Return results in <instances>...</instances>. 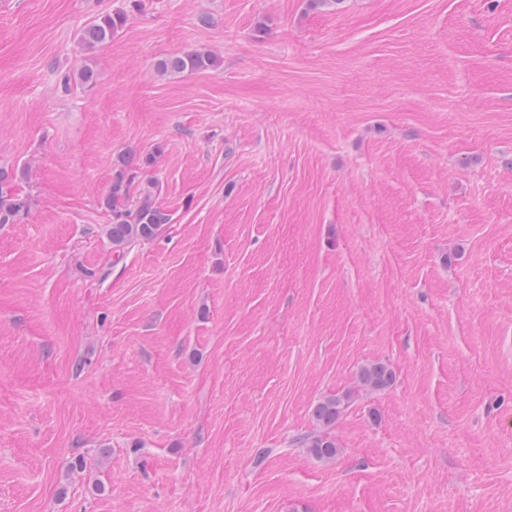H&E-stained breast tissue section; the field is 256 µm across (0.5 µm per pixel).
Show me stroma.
<instances>
[{
	"label": "stroma",
	"mask_w": 512,
	"mask_h": 512,
	"mask_svg": "<svg viewBox=\"0 0 512 512\" xmlns=\"http://www.w3.org/2000/svg\"><path fill=\"white\" fill-rule=\"evenodd\" d=\"M129 5L0 0V512H512V0H139L86 53ZM124 151L170 221L117 254ZM127 21L128 14L121 10L95 17L80 31L79 38L83 47L87 51H94L110 43ZM216 63L215 56L208 50H195L161 58L156 68L162 74H180L207 69ZM12 180L13 175L9 170L0 168V224L13 223L16 217L29 208L28 199L12 191ZM392 380V371L381 362L368 363L357 374L358 386L366 390H383L391 385ZM351 399L352 392L348 391L342 395L326 397L314 406L313 418L317 428L304 435L300 442L317 459L331 461L339 454L340 448L331 429L348 408Z\"/></svg>",
	"instance_id": "35a3bbf8"
}]
</instances>
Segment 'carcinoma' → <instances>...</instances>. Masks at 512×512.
I'll return each mask as SVG.
<instances>
[{"label":"carcinoma","mask_w":512,"mask_h":512,"mask_svg":"<svg viewBox=\"0 0 512 512\" xmlns=\"http://www.w3.org/2000/svg\"><path fill=\"white\" fill-rule=\"evenodd\" d=\"M128 21L124 11L109 12L95 17L80 31V41L87 51H94L110 42ZM216 63L215 56L208 50L164 57L156 63L162 74H180L207 69ZM134 156H120L112 166V185L104 197L102 205L112 212V224L107 226L106 234L112 242L114 252H119L139 242L153 239L161 227L169 223V215L158 205L149 188L133 195ZM13 175L9 170L0 168V224H10L16 217L28 211L27 198L15 193L10 187ZM392 371L381 362L368 363L357 374L358 386L366 390L379 391L391 385ZM352 392L326 397L317 402L313 409V418L317 428L300 438L310 454L319 460L331 461L339 454L340 448L332 428L348 408Z\"/></svg>","instance_id":"1"}]
</instances>
